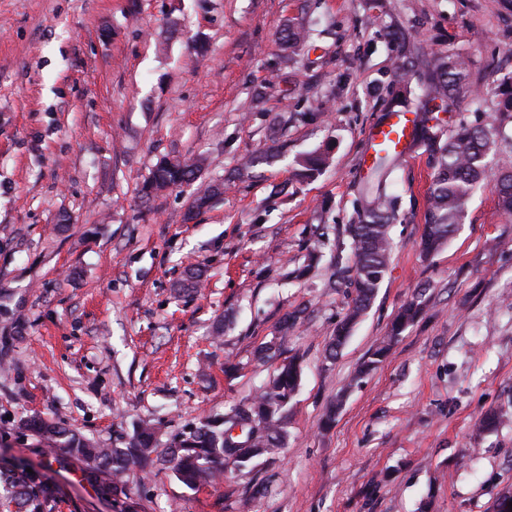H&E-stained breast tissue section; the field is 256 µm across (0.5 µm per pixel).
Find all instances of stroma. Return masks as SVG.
I'll return each instance as SVG.
<instances>
[{
	"instance_id": "1",
	"label": "stroma",
	"mask_w": 512,
	"mask_h": 512,
	"mask_svg": "<svg viewBox=\"0 0 512 512\" xmlns=\"http://www.w3.org/2000/svg\"><path fill=\"white\" fill-rule=\"evenodd\" d=\"M291 22L308 38L287 61ZM450 54L470 87L444 129L492 124L482 91L512 78V0H0V435L41 416L112 447L150 420L167 446L255 394L273 370L259 348L304 311L280 347L302 359L280 457L196 491L160 466L109 499L61 454L60 512H239L247 497L252 512H494L512 492V217L493 187L424 257L429 155H399L388 270L325 358L351 298L333 273L368 134L402 92L399 64L425 79ZM324 150L326 170L300 178L297 159ZM185 155L226 184L190 221L191 188L141 194L160 159ZM195 265L203 288L179 293ZM414 299L418 318L357 378ZM490 410L499 427L477 432Z\"/></svg>"
}]
</instances>
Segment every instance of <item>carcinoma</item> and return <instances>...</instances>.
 I'll return each instance as SVG.
<instances>
[{
	"label": "carcinoma",
	"instance_id": "cac0c4a2",
	"mask_svg": "<svg viewBox=\"0 0 512 512\" xmlns=\"http://www.w3.org/2000/svg\"><path fill=\"white\" fill-rule=\"evenodd\" d=\"M434 94L426 95L416 113L415 142L429 152L434 170L427 224L421 241L422 252L431 256L440 250L461 223L475 190L489 172L488 157L499 128L473 126L458 122L448 133L429 125L430 103L439 99L448 106L469 89L465 63L457 56L441 59L433 77ZM500 122H512V85L495 88ZM392 155H376L365 182L361 199L363 209L358 222L346 225L352 265L342 266L352 298L344 319L327 345L328 358L334 360L346 344L357 320L374 299L389 266L392 252L390 226L395 219L398 198L387 192ZM299 173L314 179L326 166V156L310 155L299 163ZM201 163L192 157L171 162L162 159L145 181L143 193L150 197L170 188L189 185L200 177ZM499 206L512 216V170L505 169L495 185ZM220 193V186L207 184L196 189L187 214L200 211ZM420 312V304L410 303L364 363L358 376L372 371L386 356L389 342L400 335ZM304 310L287 314L281 321L280 339L298 327ZM301 365L291 357L279 363L269 380L252 397L234 405L224 414L202 416L198 423L175 435L170 444H156L157 427L144 423L134 427L127 445L104 448L73 429L42 417L19 421L15 433L49 453L63 451L83 462L92 476L102 474L108 482L101 485L104 494L125 488V478L134 470L146 472L158 465L172 470L175 478L194 490L204 484H216L228 469L244 472L261 457H272L288 442V406L299 388ZM241 426L242 434H232ZM58 500L51 486L35 471L26 472L20 462L0 460V512H57Z\"/></svg>",
	"mask_w": 512,
	"mask_h": 512
}]
</instances>
